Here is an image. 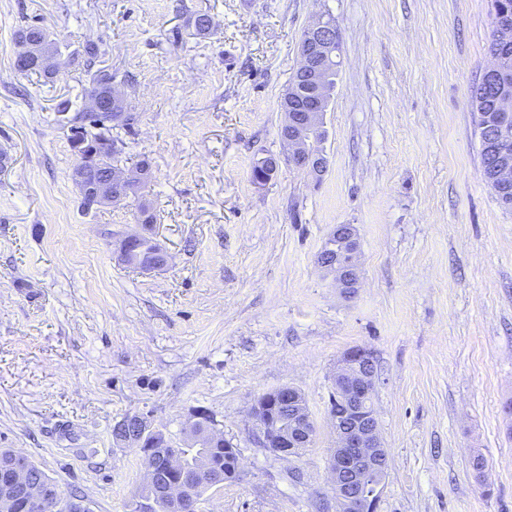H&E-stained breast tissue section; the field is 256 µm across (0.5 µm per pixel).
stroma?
<instances>
[{"instance_id":"stroma-1","label":"stroma","mask_w":512,"mask_h":512,"mask_svg":"<svg viewBox=\"0 0 512 512\" xmlns=\"http://www.w3.org/2000/svg\"><path fill=\"white\" fill-rule=\"evenodd\" d=\"M321 16L341 33L328 169L317 182L284 164L256 185V160L284 151L280 101ZM35 18L63 56L94 41L128 74L165 269L118 258L134 202L82 208L57 107L80 105L88 75L15 71ZM491 31V0H0V448L93 512H132L145 470L113 426L138 414L180 443L203 411L241 472L198 512H336L333 373L365 346L388 453L379 512H512V211L483 180L471 107ZM339 224L360 239L351 295L315 263ZM286 385L317 428L298 457L263 448L249 419Z\"/></svg>"}]
</instances>
